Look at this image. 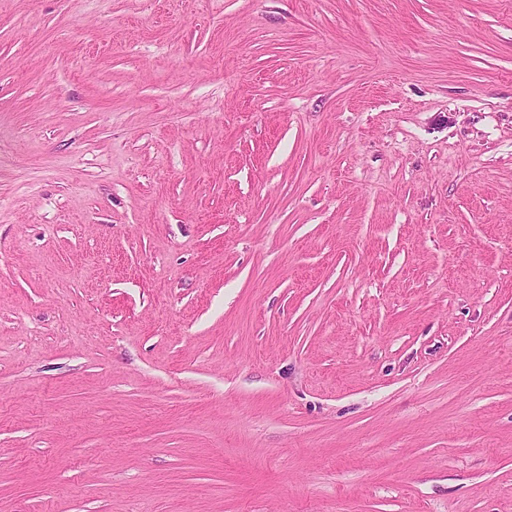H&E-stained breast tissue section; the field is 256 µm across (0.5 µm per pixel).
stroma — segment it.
Returning a JSON list of instances; mask_svg holds the SVG:
<instances>
[{
    "mask_svg": "<svg viewBox=\"0 0 512 512\" xmlns=\"http://www.w3.org/2000/svg\"><path fill=\"white\" fill-rule=\"evenodd\" d=\"M0 512H512V0H0Z\"/></svg>",
    "mask_w": 512,
    "mask_h": 512,
    "instance_id": "1",
    "label": "stroma"
}]
</instances>
